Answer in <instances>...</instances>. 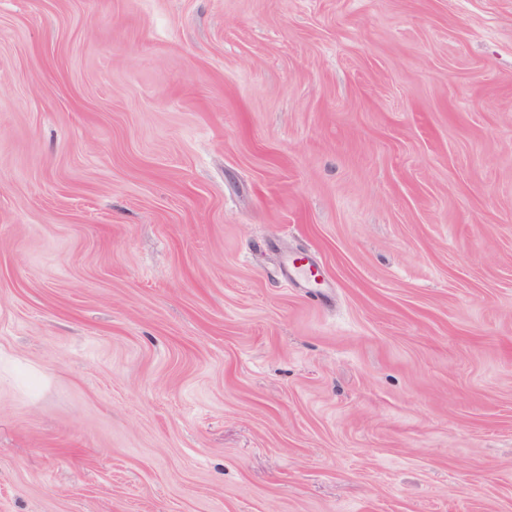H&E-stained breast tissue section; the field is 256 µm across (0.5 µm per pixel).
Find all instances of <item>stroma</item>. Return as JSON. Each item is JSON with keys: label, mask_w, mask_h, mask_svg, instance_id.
Listing matches in <instances>:
<instances>
[{"label": "stroma", "mask_w": 512, "mask_h": 512, "mask_svg": "<svg viewBox=\"0 0 512 512\" xmlns=\"http://www.w3.org/2000/svg\"><path fill=\"white\" fill-rule=\"evenodd\" d=\"M0 512H512V0H0Z\"/></svg>", "instance_id": "obj_1"}]
</instances>
